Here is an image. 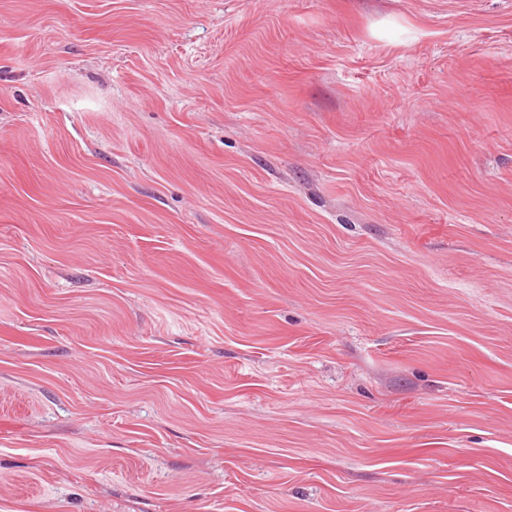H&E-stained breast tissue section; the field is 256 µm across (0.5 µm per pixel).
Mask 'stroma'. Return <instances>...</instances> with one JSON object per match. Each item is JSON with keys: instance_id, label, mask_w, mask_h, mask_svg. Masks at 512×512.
<instances>
[{"instance_id": "stroma-1", "label": "stroma", "mask_w": 512, "mask_h": 512, "mask_svg": "<svg viewBox=\"0 0 512 512\" xmlns=\"http://www.w3.org/2000/svg\"><path fill=\"white\" fill-rule=\"evenodd\" d=\"M0 512H512V0H0Z\"/></svg>"}]
</instances>
